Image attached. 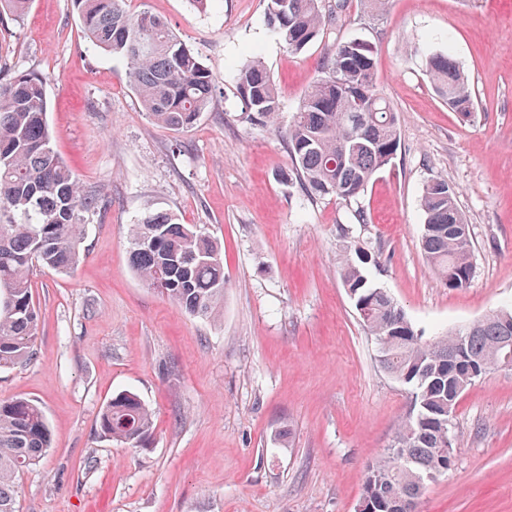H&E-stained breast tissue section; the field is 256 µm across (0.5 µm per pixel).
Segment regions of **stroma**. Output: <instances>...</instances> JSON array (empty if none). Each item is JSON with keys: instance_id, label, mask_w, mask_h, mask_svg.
Listing matches in <instances>:
<instances>
[{"instance_id": "1", "label": "stroma", "mask_w": 512, "mask_h": 512, "mask_svg": "<svg viewBox=\"0 0 512 512\" xmlns=\"http://www.w3.org/2000/svg\"><path fill=\"white\" fill-rule=\"evenodd\" d=\"M267 4L131 0L213 76L209 110L184 130L150 120L125 63L89 46L71 0H32L21 20L0 24V69L43 77L53 147L102 203L74 271H33L36 359L0 370V400L37 401L52 436L17 480L18 512H355L409 390L380 367L342 286L345 242L378 255L375 285L425 336L512 306V0H390L380 15L346 0L299 53L269 24ZM351 39L377 49L376 91L397 113L400 147L346 203L281 175L306 89L336 42ZM444 51L469 77V118L426 76V56ZM252 58L280 96L271 127L240 118L236 75ZM437 176L470 227L463 288L442 284L421 249L422 187ZM151 210L221 245L216 316H190L137 277L130 232ZM123 390L153 412L147 447L96 433ZM453 435L455 462L419 512H512V370H491L461 395Z\"/></svg>"}]
</instances>
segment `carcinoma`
Listing matches in <instances>:
<instances>
[{
  "label": "carcinoma",
  "mask_w": 512,
  "mask_h": 512,
  "mask_svg": "<svg viewBox=\"0 0 512 512\" xmlns=\"http://www.w3.org/2000/svg\"><path fill=\"white\" fill-rule=\"evenodd\" d=\"M91 46L122 59L143 109L157 125L194 126L215 93L213 77L161 18L132 15L128 0H71ZM30 0H0V21L17 20ZM333 10L325 0H268L270 23L292 52L319 34ZM435 90L453 111L474 107L471 84L448 53L426 60ZM241 115L251 123H277L279 97L256 61L239 69ZM45 82L33 72L0 76V202L18 219L0 221V369L37 355L38 311L31 284L34 267L67 273L79 264L84 216L98 208L75 173L57 156L48 132ZM293 170L308 194L349 202L387 166L400 146L397 113L376 93L371 43L338 42L322 75L305 91L288 129ZM422 248L437 278L450 288L468 284L472 272L469 224L456 191L444 178L426 183L421 198ZM130 258L141 281L194 317H211L224 297V261L217 242L168 212L149 211L130 235ZM370 252L354 245L342 257L341 279L377 361L411 392L409 408L391 448L367 470L363 498L372 512H397L422 496L427 477L448 471L454 438L448 407L503 359L512 336V308H501L458 329L425 340L405 311L375 286ZM97 433L108 441L143 448L151 440L152 413L130 391L103 407ZM50 447L41 407L16 397L0 400V512H17L16 480Z\"/></svg>",
  "instance_id": "carcinoma-1"
}]
</instances>
